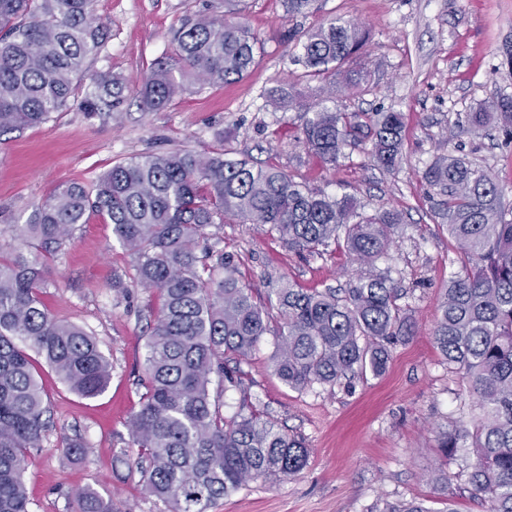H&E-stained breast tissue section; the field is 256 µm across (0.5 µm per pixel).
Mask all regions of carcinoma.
I'll use <instances>...</instances> for the list:
<instances>
[{
	"label": "carcinoma",
	"mask_w": 512,
	"mask_h": 512,
	"mask_svg": "<svg viewBox=\"0 0 512 512\" xmlns=\"http://www.w3.org/2000/svg\"><path fill=\"white\" fill-rule=\"evenodd\" d=\"M298 62L324 79L365 44L360 26L341 19L293 34ZM104 42L94 0H0V135L38 126L68 109L76 92L90 115L120 104L122 83L92 72ZM176 64L210 86L242 79L256 63L257 37L241 21L197 15L173 33ZM183 91L159 65L140 90L147 112ZM512 128V97L499 95L468 116L481 129ZM399 112L348 113L324 107L305 117L308 152L334 164L351 140L368 138L377 166L403 157ZM423 180L439 196L459 270L448 280L434 342L466 373L478 416L471 427L443 432L445 457L474 449L459 471L486 512H512V209L490 174L463 156L436 157ZM355 197L313 191L274 167L224 152L182 150L120 161L86 186L60 187L17 228L29 254L0 257V512H29L24 472L49 429L48 408L25 347L50 365L71 391L95 398L108 387L111 363L96 338L54 316L43 301L45 261L98 214L134 259L139 287L160 293L149 325L140 410L130 421L136 468L168 512H211L247 482L292 477L308 463L306 445L244 402L224 416L211 377L239 386L240 363L273 335V372L295 391L334 385L367 372L381 375L388 346L410 336L402 293L381 270L400 214L358 212ZM259 224L288 248L321 254L337 247L363 270L348 288H304L290 280L261 300L242 282L234 254L207 245V230L228 218ZM276 313H271V308ZM76 512H112L96 490L75 494Z\"/></svg>",
	"instance_id": "carcinoma-1"
}]
</instances>
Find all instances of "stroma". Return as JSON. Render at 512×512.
Listing matches in <instances>:
<instances>
[{
    "mask_svg": "<svg viewBox=\"0 0 512 512\" xmlns=\"http://www.w3.org/2000/svg\"><path fill=\"white\" fill-rule=\"evenodd\" d=\"M240 8L260 46L249 75L221 87L183 76V93L164 110L146 112L136 92L158 62H174L172 29L198 14L224 15V0H96L107 38L90 68L123 82V102L109 116L75 105L0 137V254L23 251L16 226L28 223L60 185L91 183L146 152L225 147L310 189L352 195L363 214L397 211L402 229L379 265L403 293L412 336L391 346L380 376L301 391L274 374L273 338L264 336L240 365V387L221 395L222 411L232 415L242 400L251 401L263 418L306 444L308 464L292 478L248 482L215 512H382L407 501L431 512H486L457 476L461 457L444 459L438 448L442 432L470 425L476 411L461 372L432 339L438 304L458 266L445 227L432 216L433 192L422 173L437 155L468 157L495 176L512 204V130L493 124L475 132L467 122L493 96H512V0H316L304 15L288 14L282 0H242ZM339 17L362 26L368 40L336 77L337 85L360 89L337 96L336 107L403 114L404 160L396 170L376 166L361 144L346 147L336 164H323L297 139L304 110H319L327 100L323 83L296 62L289 35ZM278 95L287 105L276 110L270 100ZM217 235L243 282L261 297L285 277L307 288H344L359 273L346 256L300 255L257 224L231 220ZM134 276L131 256L99 216L46 263V304L97 338L112 377L102 395L84 399L37 363L53 426L24 473L29 512H75L74 495L86 487L110 498L116 512H167L130 466L139 453L129 421L144 392L147 326L161 304ZM65 436L83 442L82 457L63 451Z\"/></svg>",
    "mask_w": 512,
    "mask_h": 512,
    "instance_id": "1",
    "label": "stroma"
}]
</instances>
